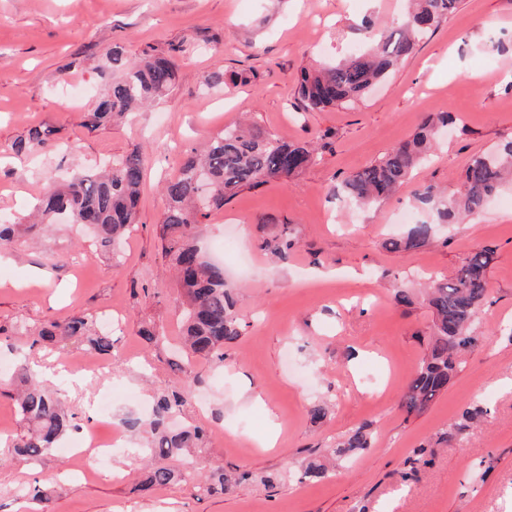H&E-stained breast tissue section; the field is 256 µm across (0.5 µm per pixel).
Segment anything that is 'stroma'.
Wrapping results in <instances>:
<instances>
[{
    "label": "stroma",
    "mask_w": 512,
    "mask_h": 512,
    "mask_svg": "<svg viewBox=\"0 0 512 512\" xmlns=\"http://www.w3.org/2000/svg\"><path fill=\"white\" fill-rule=\"evenodd\" d=\"M405 8V0H0V216L25 215L61 178L134 148L146 157L139 219L118 251L73 224L4 246L0 512H30L24 491L37 482L52 490L48 512H512V185L422 250L384 246L403 230L390 215L424 218L419 190L458 192L473 156L512 140V0H460L360 100L307 112L297 96L305 72L360 49L364 18L391 24ZM116 45L131 59L172 56L176 79L147 108L91 132L83 115L106 88L103 67ZM217 72L225 78L215 84ZM432 112L451 113L453 123L409 182L369 209L337 196L346 177L411 138ZM244 120L314 145V161L290 181L239 192L207 218L208 248L227 238L240 245L224 269L242 334L225 345L223 362H189L180 349L182 290L156 234L162 188L193 148ZM36 126L53 129L52 150L12 154L11 143ZM287 226L296 244L287 261H273L259 244ZM485 245L497 259L479 345L445 393L406 416L400 394L432 315L422 299L401 306L394 294L451 275ZM104 310L121 319L109 367L89 373L85 389L55 379L48 388L83 424L112 392V424L96 429L104 438L161 388L195 380V401L179 421L209 428L197 458L202 471L223 468L224 491L202 495L191 480L141 491L132 435L106 469L90 448L81 459L53 451L34 471L17 463L8 375L47 360L86 369L92 355L71 343L31 347L16 325ZM146 325L165 342L143 340ZM316 400L329 406L320 422L309 415ZM473 404L491 411L449 441L450 424ZM361 425L371 448L335 462L333 443ZM312 459L328 466L327 477L298 481Z\"/></svg>",
    "instance_id": "stroma-1"
}]
</instances>
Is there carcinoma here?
<instances>
[{"instance_id": "1", "label": "carcinoma", "mask_w": 512, "mask_h": 512, "mask_svg": "<svg viewBox=\"0 0 512 512\" xmlns=\"http://www.w3.org/2000/svg\"><path fill=\"white\" fill-rule=\"evenodd\" d=\"M459 0H410L406 23L386 29L369 50L353 54L334 66L321 68L302 78L298 95L304 109L320 111L353 102L385 80L401 61L411 55L419 36L437 27L441 18L453 12ZM109 68L119 76L108 81L105 93L85 115V127L104 129L139 106L162 97L175 81V64L163 55L146 52L129 59L116 46L108 58ZM448 116H429L411 140L392 148L380 159L348 176L337 189L349 202L367 207L389 197L404 184L428 154ZM53 130L31 129L15 139L11 150L17 154L36 153L51 147ZM314 148L275 137L256 123L226 128L210 138L202 149H192L180 172L164 187L166 208L160 224L162 254L174 267L184 293L183 327L190 355L205 361H224V344L241 336L234 314V289L226 281L224 266L207 258L200 245L203 219L224 208V204L246 188L271 181H286L299 175L313 161ZM145 172V157L136 148L104 172L89 171L54 186L39 201L38 210L49 223L68 217L87 226L95 243L108 247L136 223L138 196ZM512 175V141L474 156L466 167L462 189L442 196L427 187L418 192L420 203L434 213L430 220L410 225L405 235L389 239L391 251L422 249L433 241L436 226L464 220L484 211L489 199L500 192ZM260 247L286 260L292 242L264 240ZM495 261L494 249L484 246L471 253L448 277L427 285L426 304L432 311L428 347L399 399L408 416L425 412L448 390L463 369V355L475 348L479 336L476 323L486 301L489 271ZM96 319L82 313L64 322H52L38 330L20 323L16 331L30 337L31 346L74 340L86 350L112 358V337L95 328ZM18 424L22 433L13 448L19 460L30 468L80 425L62 405L58 396L44 386L38 374L25 363L16 372ZM192 398L190 381H178L154 398L148 417L129 415L127 428L142 438L138 454L153 464L144 484L152 488L197 476L186 465L196 462L190 449L203 444L207 432L199 425L172 428L169 421L180 414ZM482 407H466L450 425L448 438L466 431ZM372 447L366 425L351 431L330 448L331 454L347 459ZM175 460L172 467L167 461ZM201 495L224 490V472L214 471L206 481H196Z\"/></svg>"}]
</instances>
